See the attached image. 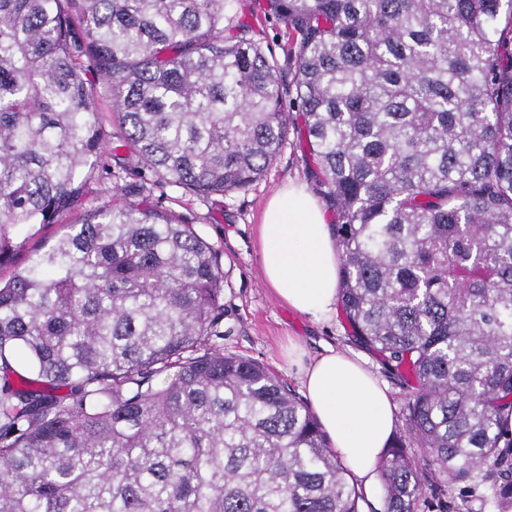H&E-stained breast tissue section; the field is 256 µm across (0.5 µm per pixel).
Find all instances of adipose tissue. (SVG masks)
<instances>
[{"label": "adipose tissue", "instance_id": "1", "mask_svg": "<svg viewBox=\"0 0 512 512\" xmlns=\"http://www.w3.org/2000/svg\"><path fill=\"white\" fill-rule=\"evenodd\" d=\"M264 280L288 308L317 323L336 311L339 259L316 199L298 184L277 189L260 226ZM307 398L338 456L364 490L395 428L388 388L357 356L333 346L300 365Z\"/></svg>", "mask_w": 512, "mask_h": 512}]
</instances>
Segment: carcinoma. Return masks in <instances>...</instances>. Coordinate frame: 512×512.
Segmentation results:
<instances>
[{
	"instance_id": "obj_1",
	"label": "carcinoma",
	"mask_w": 512,
	"mask_h": 512,
	"mask_svg": "<svg viewBox=\"0 0 512 512\" xmlns=\"http://www.w3.org/2000/svg\"><path fill=\"white\" fill-rule=\"evenodd\" d=\"M266 4L295 40L340 308L411 388L385 512L450 477L512 503V0ZM248 32L229 0H0V264L104 168V97L166 185L259 180L290 116ZM66 228L0 281V512H359L308 405L217 343L205 239L148 204Z\"/></svg>"
}]
</instances>
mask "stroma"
<instances>
[{"label":"stroma","instance_id":"stroma-1","mask_svg":"<svg viewBox=\"0 0 512 512\" xmlns=\"http://www.w3.org/2000/svg\"><path fill=\"white\" fill-rule=\"evenodd\" d=\"M265 0H232V9L253 26V37L278 64L283 82H290L293 64L292 39L281 17L267 13ZM107 171L94 173L84 183L78 198L55 224L35 227L21 236L13 259L0 265V277L8 279L21 271L29 256L55 242L66 226L104 203L149 201L176 220L192 225L218 252L224 271V350L264 364L293 390L301 384L295 366L288 360V342L297 340L307 355L318 354L325 345L360 355L388 386L396 410V431H403L407 394L403 380L372 350L355 341L343 314L327 323H317L277 301L262 277L258 227L268 197L294 180L315 191L313 164L307 155L303 134L289 128L276 160L264 176L247 190L202 198L163 185L145 170L130 150L108 156ZM449 512H512L502 508L489 484H452L448 487Z\"/></svg>","mask_w":512,"mask_h":512}]
</instances>
